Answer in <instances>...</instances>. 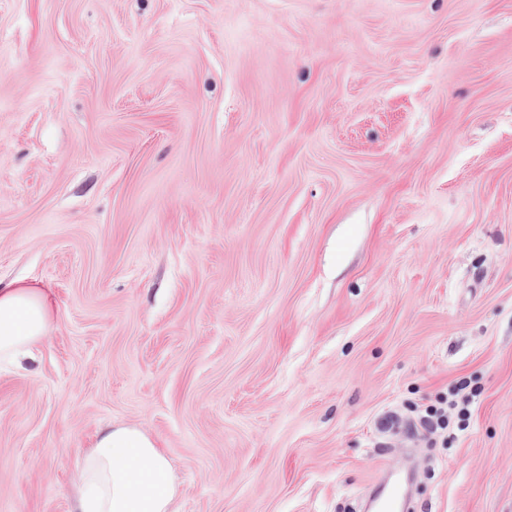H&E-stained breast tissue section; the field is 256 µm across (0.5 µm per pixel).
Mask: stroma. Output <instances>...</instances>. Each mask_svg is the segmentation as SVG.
<instances>
[{
    "mask_svg": "<svg viewBox=\"0 0 512 512\" xmlns=\"http://www.w3.org/2000/svg\"><path fill=\"white\" fill-rule=\"evenodd\" d=\"M0 512L99 431L177 512H512V0H0ZM465 430L422 426L458 386ZM52 307L42 288L19 282L0 290V360L19 363L47 336ZM374 512H402L405 510L406 497L403 489V479H389L382 485L374 501Z\"/></svg>",
    "mask_w": 512,
    "mask_h": 512,
    "instance_id": "stroma-1",
    "label": "stroma"
}]
</instances>
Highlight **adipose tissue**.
Listing matches in <instances>:
<instances>
[{
	"instance_id": "obj_1",
	"label": "adipose tissue",
	"mask_w": 512,
	"mask_h": 512,
	"mask_svg": "<svg viewBox=\"0 0 512 512\" xmlns=\"http://www.w3.org/2000/svg\"><path fill=\"white\" fill-rule=\"evenodd\" d=\"M51 302L20 282L0 290V360L20 362L43 341ZM178 488L157 440L132 427L102 432L79 461L75 512H175Z\"/></svg>"
}]
</instances>
